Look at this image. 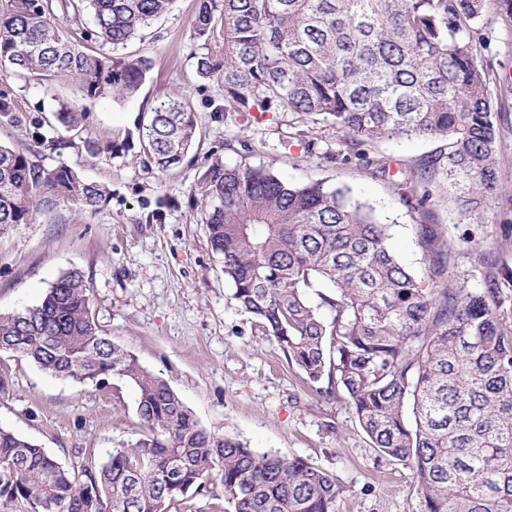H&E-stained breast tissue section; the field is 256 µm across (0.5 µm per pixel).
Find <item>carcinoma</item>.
<instances>
[{
  "label": "carcinoma",
  "mask_w": 512,
  "mask_h": 512,
  "mask_svg": "<svg viewBox=\"0 0 512 512\" xmlns=\"http://www.w3.org/2000/svg\"><path fill=\"white\" fill-rule=\"evenodd\" d=\"M174 0H4L0 69L66 75L80 99L134 97L152 68L119 50ZM87 10L77 39L57 13ZM512 18V0H200L192 22L205 52L200 78L224 88V111L291 112L336 128L369 175L429 210L448 183L458 235L415 225L423 266L394 251L382 222L351 187L290 183L264 167L213 161L199 191L202 223L239 309L274 339L320 396L342 395L382 455L406 465L422 512H512V224L486 240L472 228L500 191V136L483 41L485 14ZM97 40L112 52H97ZM448 140L446 151L391 172L361 150L380 139ZM196 138L181 93L156 101L141 146L162 172ZM107 186L65 164L46 169L0 144V230L58 203L97 212ZM479 286L467 287L468 278ZM45 373L136 392L146 430L102 462L69 470L0 427V505L14 512H335L336 475L301 456L258 453L202 427L170 383L98 329L84 275L71 270L41 303L0 313V353ZM222 490H215V483Z\"/></svg>",
  "instance_id": "cac0c4a2"
}]
</instances>
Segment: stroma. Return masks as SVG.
I'll use <instances>...</instances> for the list:
<instances>
[{"label": "stroma", "mask_w": 512, "mask_h": 512, "mask_svg": "<svg viewBox=\"0 0 512 512\" xmlns=\"http://www.w3.org/2000/svg\"><path fill=\"white\" fill-rule=\"evenodd\" d=\"M197 10L198 0H175L128 44V53L150 56L154 66L137 96L125 101L81 100L66 77L47 83L0 73V101L21 117L17 125L0 124V141L31 150L45 168L66 164L110 190L99 212L62 203L34 223L0 232V312L39 304L62 273L79 270L101 333L167 378L202 426L257 452L302 456L335 473L344 486L335 512H421L411 470L373 448L345 400L313 394L277 343L238 309L201 221L198 179L219 159L262 166L291 182L350 186L397 224L393 247L412 265L421 258L414 225L427 221L453 237L457 207L442 188L429 213L411 210L357 159L333 162L332 154L345 145L332 127L318 130L319 144L309 153L291 137L293 114L273 112L258 124L247 114L225 111L220 82L196 74L202 49L191 23ZM476 28L485 41L489 86L505 136L504 190L484 206L478 228L491 237L500 224L512 223V92L501 91L512 79V19L490 14ZM173 92L189 98L198 135L183 165L162 172L143 155L138 127L155 100ZM64 105L82 112L78 129L58 125L55 114ZM41 132L57 138L59 147L37 145ZM240 140L249 141L252 152L237 149ZM443 145L440 139L382 140L368 150L397 169ZM135 402L125 381L81 385L0 354V426L64 466H79L86 451L105 459L117 442L140 437Z\"/></svg>", "instance_id": "35a3bbf8"}]
</instances>
